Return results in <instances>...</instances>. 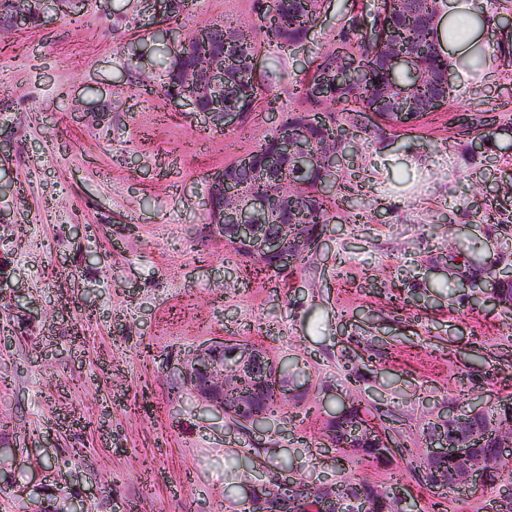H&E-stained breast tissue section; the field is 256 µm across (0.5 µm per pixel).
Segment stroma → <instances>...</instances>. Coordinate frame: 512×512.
I'll return each instance as SVG.
<instances>
[{
  "mask_svg": "<svg viewBox=\"0 0 512 512\" xmlns=\"http://www.w3.org/2000/svg\"><path fill=\"white\" fill-rule=\"evenodd\" d=\"M253 7L193 0L183 22ZM344 20L345 0H321L304 46L262 48L271 105L219 133L158 94L147 0L0 17V512H243L282 480H366L419 512L512 494V462L445 500L410 466L438 410L512 398V311L485 285L512 267V65L454 81L418 129L377 135L362 113L347 203L287 278L245 279L210 232L211 176L276 133ZM222 338L297 365L304 398L261 431L215 415L177 366ZM353 391L385 412L389 470L324 451Z\"/></svg>",
  "mask_w": 512,
  "mask_h": 512,
  "instance_id": "stroma-1",
  "label": "stroma"
}]
</instances>
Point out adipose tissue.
<instances>
[{"label": "adipose tissue", "mask_w": 512, "mask_h": 512, "mask_svg": "<svg viewBox=\"0 0 512 512\" xmlns=\"http://www.w3.org/2000/svg\"><path fill=\"white\" fill-rule=\"evenodd\" d=\"M466 21L464 35L448 39L449 65L470 66L476 63L479 52H491V45L482 44L481 38L498 24L497 16L488 12L485 0H452L448 11L449 25Z\"/></svg>", "instance_id": "obj_1"}]
</instances>
